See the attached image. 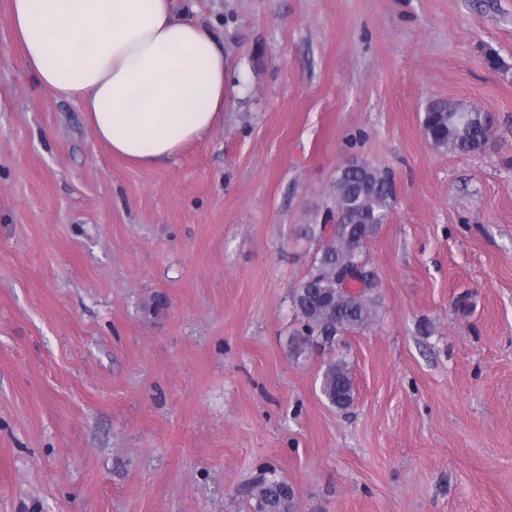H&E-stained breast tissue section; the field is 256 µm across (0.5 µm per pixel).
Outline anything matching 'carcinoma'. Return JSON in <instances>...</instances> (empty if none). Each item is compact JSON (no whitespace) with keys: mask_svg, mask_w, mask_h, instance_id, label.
Listing matches in <instances>:
<instances>
[{"mask_svg":"<svg viewBox=\"0 0 512 512\" xmlns=\"http://www.w3.org/2000/svg\"><path fill=\"white\" fill-rule=\"evenodd\" d=\"M422 125L435 148L474 153L486 148L489 113L462 102L433 101ZM394 199L388 173L361 161L341 170L324 223L306 227L319 247L293 297L301 321L291 339L294 354L314 345L331 346L336 337L364 330L375 321L380 302L365 270L364 249L386 223ZM322 392L338 408L351 404L353 384L345 361L328 363ZM293 498L286 482L264 477L251 494V512H292Z\"/></svg>","mask_w":512,"mask_h":512,"instance_id":"carcinoma-1","label":"carcinoma"}]
</instances>
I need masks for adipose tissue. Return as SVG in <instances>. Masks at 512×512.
Instances as JSON below:
<instances>
[{"instance_id":"ef3b65f1","label":"adipose tissue","mask_w":512,"mask_h":512,"mask_svg":"<svg viewBox=\"0 0 512 512\" xmlns=\"http://www.w3.org/2000/svg\"><path fill=\"white\" fill-rule=\"evenodd\" d=\"M40 87L75 102L113 155L160 166L224 112V53L184 0H9Z\"/></svg>"}]
</instances>
